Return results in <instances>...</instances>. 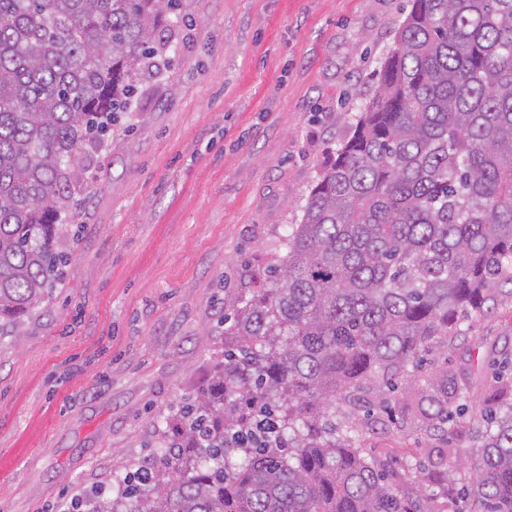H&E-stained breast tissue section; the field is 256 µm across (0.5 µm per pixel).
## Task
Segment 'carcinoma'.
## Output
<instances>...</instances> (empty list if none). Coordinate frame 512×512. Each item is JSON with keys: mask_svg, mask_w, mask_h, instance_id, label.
I'll return each instance as SVG.
<instances>
[{"mask_svg": "<svg viewBox=\"0 0 512 512\" xmlns=\"http://www.w3.org/2000/svg\"><path fill=\"white\" fill-rule=\"evenodd\" d=\"M179 0H0V341L63 276L72 172L130 111ZM257 299H224L234 344L184 407L179 440L67 512H436L401 497L338 427L336 403L386 390L460 315L512 284V0H410L378 91L312 188ZM448 429V370L414 388ZM478 434L479 512H512V401ZM245 457L235 464L231 456Z\"/></svg>", "mask_w": 512, "mask_h": 512, "instance_id": "cac0c4a2", "label": "carcinoma"}]
</instances>
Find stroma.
I'll list each match as a JSON object with an SVG mask.
<instances>
[{
    "label": "stroma",
    "mask_w": 512,
    "mask_h": 512,
    "mask_svg": "<svg viewBox=\"0 0 512 512\" xmlns=\"http://www.w3.org/2000/svg\"><path fill=\"white\" fill-rule=\"evenodd\" d=\"M409 0H180L162 75L80 171L62 285L0 342V512H59L152 459L159 433L224 351V296L251 299L283 260L322 167L375 95ZM448 338L472 400L449 447L477 454L481 408L512 384V295ZM398 425L359 444L414 497L428 438Z\"/></svg>",
    "instance_id": "obj_1"
}]
</instances>
